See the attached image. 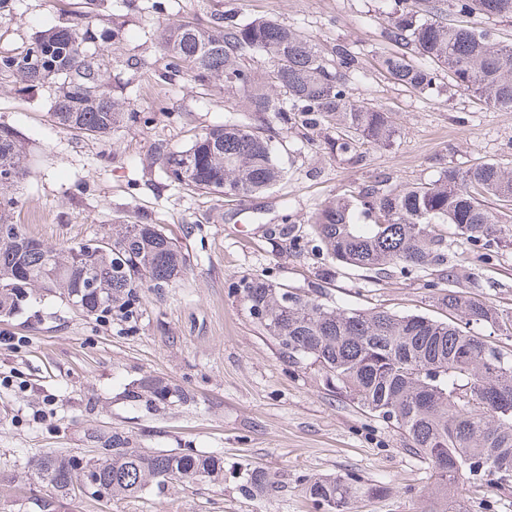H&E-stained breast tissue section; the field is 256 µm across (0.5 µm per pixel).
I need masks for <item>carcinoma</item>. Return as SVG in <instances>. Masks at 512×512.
<instances>
[{
  "label": "carcinoma",
  "mask_w": 512,
  "mask_h": 512,
  "mask_svg": "<svg viewBox=\"0 0 512 512\" xmlns=\"http://www.w3.org/2000/svg\"><path fill=\"white\" fill-rule=\"evenodd\" d=\"M445 4L468 24H442ZM485 17L512 18V0H425L422 8L415 0H393L386 18L393 50L381 56V66L417 92L434 89L446 75L448 84L512 110V44L479 27ZM120 37L104 20L79 13L0 52V75L47 87L56 123L81 137L106 138L137 120L112 95V67L120 59L105 44L115 45ZM160 45L166 72L204 86L222 84L227 91L253 87L246 66L251 53L279 61L268 74L272 90L253 91L249 111L283 121L291 113L309 125L334 118L341 131L332 147L341 154L384 145L395 135L387 112L354 97L350 82L360 72V56L345 44L328 57L297 29L230 16L218 28L164 24ZM268 131L227 120L197 134L187 147L156 143L154 157L165 176L190 193L244 198L283 178ZM29 174L25 147L0 126V226H8L0 237V318L21 312L40 288L63 289L87 314L116 308L129 316L136 289L160 290L181 279L189 257L156 224H110L64 249L28 236L13 223L12 210L15 187ZM488 197L512 202V170L482 163L399 189L375 181L318 209L311 229L331 258L378 278L394 266L426 271L445 260L440 224L477 250L512 234L486 208ZM432 287L436 302L451 313L445 321L337 307L263 278L246 282L242 293L249 315L288 360L316 367L324 385L401 430L411 451L427 461L435 485L448 493L451 512H464L460 492L512 483V352L473 330L488 325L512 337V308L464 289ZM172 393L149 375L131 386L128 398L152 408ZM112 442V463L99 469L112 499L135 498L154 483H192L198 474L214 483L224 480L218 455L147 451L118 437ZM74 466L70 454L39 460L38 477L51 488L50 499L70 498ZM304 492L325 512H352L360 487L351 477H310Z\"/></svg>",
  "instance_id": "carcinoma-1"
}]
</instances>
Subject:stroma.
<instances>
[{
	"label": "stroma",
	"instance_id": "35a3bbf8",
	"mask_svg": "<svg viewBox=\"0 0 512 512\" xmlns=\"http://www.w3.org/2000/svg\"><path fill=\"white\" fill-rule=\"evenodd\" d=\"M77 0H19L0 18V51L35 31L71 20ZM393 0H94L93 14L121 27L123 66L112 92L140 123L104 139L76 136L54 122L47 88L0 80V126L26 147L31 173L19 187L15 221L50 247L70 246L101 225L157 224L190 258L181 279L143 288L132 317L88 315L59 289L39 290L12 318L0 320V512H38L18 488L39 483L49 453L94 456L113 435L135 448H192L221 455L224 481L150 487L135 499L64 501L59 512H317L303 491L312 476L349 475L383 486L354 512H446L423 459L401 431L326 387L314 368L296 365L250 316L239 290L267 278L294 291H322L323 301L354 309L444 318L430 280L512 308V238L496 240L484 259L443 228V266L393 270L382 279L327 256L310 234L313 213L376 179L391 187L430 183L449 168L491 162L512 168V111L440 83L427 94L391 79L379 57ZM232 14L267 18L309 34L321 52L342 42L359 52L356 97L391 113L390 146L361 156L331 150L335 126L284 125L249 111L247 91L205 90L189 76L163 75L156 23L210 27ZM269 127L286 175L242 201L193 194L152 161L155 143L184 147L226 116ZM147 375L164 378L187 400L148 408L126 397ZM260 469L273 485L249 491Z\"/></svg>",
	"mask_w": 512,
	"mask_h": 512
}]
</instances>
